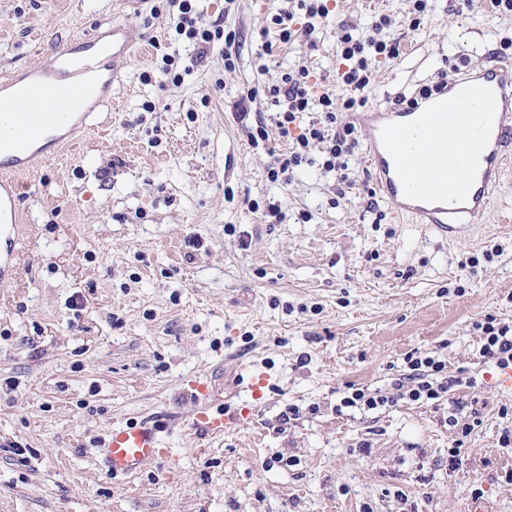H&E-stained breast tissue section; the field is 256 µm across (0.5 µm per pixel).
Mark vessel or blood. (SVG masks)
I'll return each instance as SVG.
<instances>
[{
	"mask_svg": "<svg viewBox=\"0 0 512 512\" xmlns=\"http://www.w3.org/2000/svg\"><path fill=\"white\" fill-rule=\"evenodd\" d=\"M18 82L24 85L23 110L0 98V281L17 265L23 229L18 189L39 172L30 145L57 133L62 115L86 87L81 74L47 64L0 78L5 87ZM464 97L479 98L484 113L456 109ZM357 121L383 198L437 238L467 236L512 175V63L482 56L418 102L361 112ZM184 388L197 404L193 424L200 433L217 436L238 426L239 415L214 407L210 380L191 377ZM166 454L157 427L145 423L113 427L105 444V462L115 475L136 473Z\"/></svg>",
	"mask_w": 512,
	"mask_h": 512,
	"instance_id": "b4317fda",
	"label": "vessel or blood"
}]
</instances>
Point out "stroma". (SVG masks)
Instances as JSON below:
<instances>
[{"label":"stroma","instance_id":"obj_1","mask_svg":"<svg viewBox=\"0 0 512 512\" xmlns=\"http://www.w3.org/2000/svg\"><path fill=\"white\" fill-rule=\"evenodd\" d=\"M156 3L0 0V77L111 45L116 23L147 46L116 58L79 149L48 144L20 191L29 224L16 277L0 283V512H512V444L500 443L512 396L476 329L488 314L512 325V222L498 219L512 211V178L472 236L444 243L395 215L363 156L341 198L317 164L270 182V153L286 141L252 148L235 109L247 88L300 67L335 88L340 24L378 14L403 54L377 63L365 94L391 106L499 52L512 15L433 0L413 29L409 0H335L316 48L280 46L260 72L278 0H197L205 21L237 33L238 65L225 71L216 48L175 76L158 52L186 61L192 47L168 14L152 15ZM273 199L279 224L252 208ZM415 351L475 377L450 397L475 402L469 435L449 425V399L340 408L353 387L395 396ZM242 364L267 375L261 397L239 381ZM194 375L242 412L236 429L193 428L182 381ZM143 421L168 457L110 475L104 438Z\"/></svg>","mask_w":512,"mask_h":512}]
</instances>
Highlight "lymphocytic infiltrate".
Here are the masks:
<instances>
[{"instance_id": "lymphocytic-infiltrate-1", "label": "lymphocytic infiltrate", "mask_w": 512, "mask_h": 512, "mask_svg": "<svg viewBox=\"0 0 512 512\" xmlns=\"http://www.w3.org/2000/svg\"><path fill=\"white\" fill-rule=\"evenodd\" d=\"M287 2V7L278 9L273 17L276 37L263 41V54H271L278 43L285 45L301 38L313 41L317 25L331 13L329 0ZM169 4L178 10L174 21L176 33L196 48L192 63L202 62L214 45L220 43L224 46L225 70H234L239 59L236 33L225 30L218 20L207 27L198 26L193 0H169ZM299 15L304 16V23H296L295 18ZM391 25V18L385 14L372 17L361 29L342 25L336 43V52L345 62L344 67L336 71V85L342 90V97L316 92L309 71L303 68L285 72L278 81L242 94L236 104L240 115H247L251 103L260 95L275 108L270 122L260 121L247 128L251 146L268 145L274 130L290 141L289 147L277 157L275 166L267 172L271 182H288L293 169L310 162L311 152L315 149L322 155L324 170L337 172L340 182L348 181L349 161L359 147V140L355 125L339 123L336 113L340 110L353 113L365 108L367 99L363 91L374 76L375 62L395 60L402 55L400 41L388 34ZM307 112L313 113V120L306 128H298L301 115ZM480 329L481 357L501 368L512 365V326L489 315L481 322ZM406 363L410 370L408 379L412 383L406 396L414 402L438 400L453 388L474 384L472 378L448 375L445 362L434 356L411 354Z\"/></svg>"}]
</instances>
